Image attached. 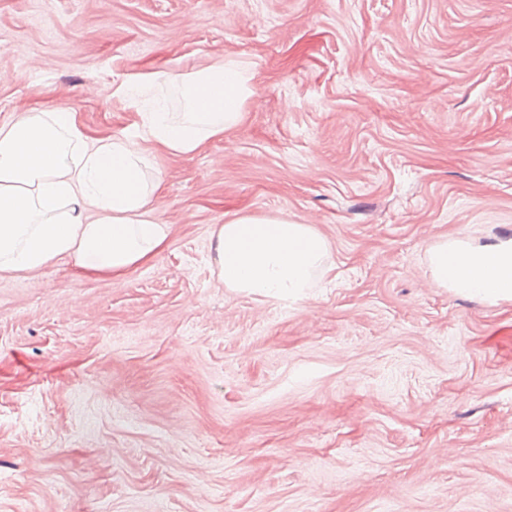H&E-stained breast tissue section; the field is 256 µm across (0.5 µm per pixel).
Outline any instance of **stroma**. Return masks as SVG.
<instances>
[{
  "label": "stroma",
  "mask_w": 512,
  "mask_h": 512,
  "mask_svg": "<svg viewBox=\"0 0 512 512\" xmlns=\"http://www.w3.org/2000/svg\"><path fill=\"white\" fill-rule=\"evenodd\" d=\"M220 60L254 93L152 156L153 262L0 274V512H512V301L427 256L512 238V0H0V125L131 132V74ZM280 212L325 271L231 293L214 225Z\"/></svg>",
  "instance_id": "35a3bbf8"
}]
</instances>
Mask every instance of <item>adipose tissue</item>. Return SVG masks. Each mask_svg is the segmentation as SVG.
<instances>
[{
    "label": "adipose tissue",
    "instance_id": "obj_1",
    "mask_svg": "<svg viewBox=\"0 0 512 512\" xmlns=\"http://www.w3.org/2000/svg\"><path fill=\"white\" fill-rule=\"evenodd\" d=\"M252 78L217 62L172 76L136 74L119 92L136 107L135 132L87 136L77 112L27 108L0 126V273L31 272L66 259L90 276H121L151 262L169 227L152 218L158 187L152 152L187 156L243 118ZM179 84L183 109L163 87ZM212 249L225 288L265 299H304L329 253L314 225L287 214H241L215 225ZM436 281L487 300L512 301V238L444 241L428 251Z\"/></svg>",
    "mask_w": 512,
    "mask_h": 512
}]
</instances>
